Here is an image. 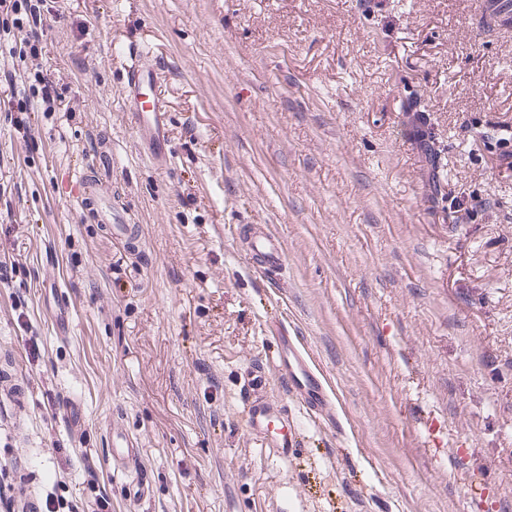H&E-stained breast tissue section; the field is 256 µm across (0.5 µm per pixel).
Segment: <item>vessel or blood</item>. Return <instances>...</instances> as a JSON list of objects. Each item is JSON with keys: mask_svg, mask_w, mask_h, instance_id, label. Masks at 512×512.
Here are the masks:
<instances>
[{"mask_svg": "<svg viewBox=\"0 0 512 512\" xmlns=\"http://www.w3.org/2000/svg\"><path fill=\"white\" fill-rule=\"evenodd\" d=\"M159 63L153 54L137 48L130 56L124 98L128 103L127 117L136 133L144 155L154 164L166 163L170 156L169 129L162 96L158 89ZM101 173L98 169L80 171L76 180V193L81 208L98 214L108 233L124 241L130 249H137L141 239L139 225L117 220L111 206L105 205L98 187ZM248 258L262 272L279 274L286 266V254L281 240L263 226L247 229ZM274 349L265 365L256 367L248 381L250 390L246 402V425L251 435L264 440L274 437V446L280 457L293 455L296 442L288 430V416L267 396V376L275 374L286 392L312 417L329 413L332 401L326 378L314 368L310 354L287 332L276 331ZM112 468L131 475L127 489L131 497L145 496L149 486L145 479L137 478L140 456L128 433L120 429L110 432Z\"/></svg>", "mask_w": 512, "mask_h": 512, "instance_id": "vessel-or-blood-1", "label": "vessel or blood"}]
</instances>
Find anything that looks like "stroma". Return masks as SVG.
Segmentation results:
<instances>
[{
  "label": "stroma",
  "instance_id": "35a3bbf8",
  "mask_svg": "<svg viewBox=\"0 0 512 512\" xmlns=\"http://www.w3.org/2000/svg\"><path fill=\"white\" fill-rule=\"evenodd\" d=\"M480 3L45 0L40 28L0 21V361L27 389L0 392V460L18 501L512 512V169L478 139L512 127V28ZM134 45L162 58V169L125 115ZM47 80L65 107L18 111ZM85 164L142 225L138 254L76 203ZM244 224L282 240L280 281L249 263ZM278 328L335 405L316 422L272 387L301 440L286 460L243 411ZM114 418L147 497L112 471Z\"/></svg>",
  "mask_w": 512,
  "mask_h": 512
}]
</instances>
